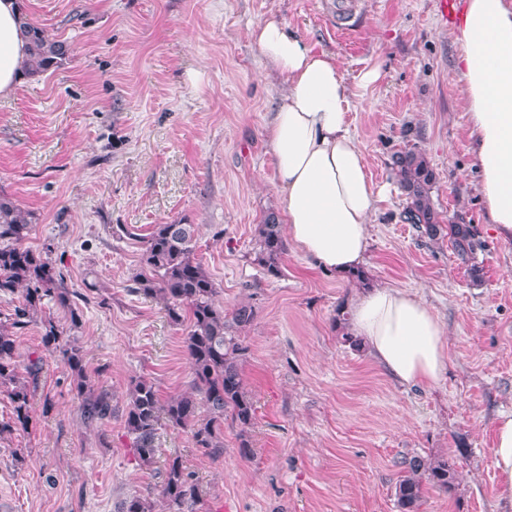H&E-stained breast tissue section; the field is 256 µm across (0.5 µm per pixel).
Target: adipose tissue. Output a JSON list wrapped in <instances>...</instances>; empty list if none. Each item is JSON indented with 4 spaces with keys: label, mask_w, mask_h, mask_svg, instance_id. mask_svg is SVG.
<instances>
[{
    "label": "adipose tissue",
    "mask_w": 512,
    "mask_h": 512,
    "mask_svg": "<svg viewBox=\"0 0 512 512\" xmlns=\"http://www.w3.org/2000/svg\"><path fill=\"white\" fill-rule=\"evenodd\" d=\"M251 42L283 77L267 134L289 241L323 269L345 274L365 261L380 196L352 135V91L334 56L314 52L290 24L269 15ZM457 70L470 117V144L489 220L512 239V0H461ZM27 51L18 0H0V98L13 95ZM350 332L402 384L432 385L446 367L444 330L416 296L390 287L355 301ZM499 498L512 504V412L495 421Z\"/></svg>",
    "instance_id": "1"
}]
</instances>
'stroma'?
I'll use <instances>...</instances> for the list:
<instances>
[{
	"label": "stroma",
	"mask_w": 512,
	"mask_h": 512,
	"mask_svg": "<svg viewBox=\"0 0 512 512\" xmlns=\"http://www.w3.org/2000/svg\"><path fill=\"white\" fill-rule=\"evenodd\" d=\"M21 3L69 51L42 75H22L0 102V191L34 217L25 247L48 252L79 292L74 335L86 372L118 412L86 425L40 323L18 332V370L34 358L42 370L27 430L0 439V512H116L130 495L157 497L172 456L200 485L195 512H400L395 485L412 456L457 469L453 490L428 492L420 512H512L493 465L495 419L512 411V241L489 228L468 150L458 12L441 17L436 0ZM271 13L336 57L354 92L350 129L385 191L366 284L291 245L279 277L253 262L257 224L282 208L265 127L283 84L248 37ZM374 69L378 80L364 83ZM411 148L434 170L441 224H470L474 263L448 236L428 238L405 221L392 157ZM178 222L194 225L225 312L241 303L256 311L240 334L256 408L251 453L241 455L229 418L218 458L165 426L145 467L119 415L130 382H152L165 401L189 391L192 371L184 328L134 292L133 279L143 237ZM368 285L415 294L441 321L447 364L437 383L399 385L367 348L344 343Z\"/></svg>",
	"instance_id": "obj_1"
}]
</instances>
